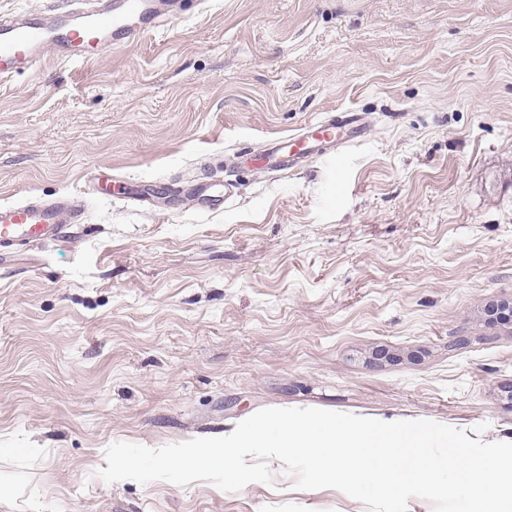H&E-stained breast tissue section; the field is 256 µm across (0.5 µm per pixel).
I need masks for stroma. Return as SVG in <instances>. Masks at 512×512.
Masks as SVG:
<instances>
[{
  "label": "stroma",
  "instance_id": "stroma-1",
  "mask_svg": "<svg viewBox=\"0 0 512 512\" xmlns=\"http://www.w3.org/2000/svg\"><path fill=\"white\" fill-rule=\"evenodd\" d=\"M341 112L340 155L267 144ZM0 261V512H367L339 490L102 481L116 441L269 407L512 442V0H207L0 84V204L89 190ZM229 187L207 209L199 181ZM152 183L154 201L128 196Z\"/></svg>",
  "mask_w": 512,
  "mask_h": 512
}]
</instances>
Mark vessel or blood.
Wrapping results in <instances>:
<instances>
[{
	"mask_svg": "<svg viewBox=\"0 0 512 512\" xmlns=\"http://www.w3.org/2000/svg\"><path fill=\"white\" fill-rule=\"evenodd\" d=\"M64 29L25 18L0 17V81L33 67L45 45L57 47L63 58L86 60L126 45L132 36L157 27L166 10L158 0H84ZM362 115L326 116L309 122L300 132L277 140L269 149L276 168L285 172L300 161L326 157L353 143L344 127H363ZM83 214L80 196L28 200L0 205V248L29 246L59 238L67 223Z\"/></svg>",
	"mask_w": 512,
	"mask_h": 512,
	"instance_id": "vessel-or-blood-1",
	"label": "vessel or blood"
}]
</instances>
